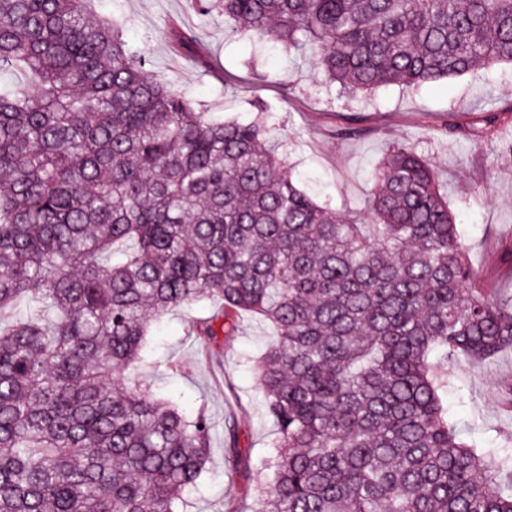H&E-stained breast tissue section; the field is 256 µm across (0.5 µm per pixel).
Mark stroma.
<instances>
[{
	"label": "stroma",
	"instance_id": "obj_1",
	"mask_svg": "<svg viewBox=\"0 0 512 512\" xmlns=\"http://www.w3.org/2000/svg\"><path fill=\"white\" fill-rule=\"evenodd\" d=\"M91 9L113 19L129 46L145 56L156 80L228 120L270 112L279 152L293 181L315 201L369 223L370 174L397 144L411 142L429 157L464 241L475 282L512 290V159L493 137L475 138L495 115L512 130V66L499 64L462 76L398 86L369 94L338 96L315 76L314 62L287 47L268 49L237 31L217 11L201 14L196 0H92ZM181 22L199 49L174 53L169 25ZM354 128L343 136L344 128ZM218 303L204 299L166 316L150 338L152 352L141 368L156 392L180 394L188 410L205 407L215 424L210 462L198 489L185 497V512H252L224 446V420L235 416L237 452L250 465L253 483L273 478L267 465L272 424L253 366L271 331L256 317H240L233 335L218 336L221 360L211 358L196 327ZM455 385L448 407L460 423H474L467 442L504 445L512 440V349L494 358L448 362Z\"/></svg>",
	"mask_w": 512,
	"mask_h": 512
}]
</instances>
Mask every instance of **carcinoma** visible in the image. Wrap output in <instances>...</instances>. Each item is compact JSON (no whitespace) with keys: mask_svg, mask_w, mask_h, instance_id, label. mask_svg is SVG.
Here are the masks:
<instances>
[{"mask_svg":"<svg viewBox=\"0 0 512 512\" xmlns=\"http://www.w3.org/2000/svg\"><path fill=\"white\" fill-rule=\"evenodd\" d=\"M90 0H0V512H181L213 425L129 379L163 315L276 330L255 512H512V447L461 438L448 356L512 348V294L472 287L429 160L372 174V223L321 207L268 117L217 121L152 79ZM338 92L512 63V0H219Z\"/></svg>","mask_w":512,"mask_h":512,"instance_id":"carcinoma-1","label":"carcinoma"}]
</instances>
